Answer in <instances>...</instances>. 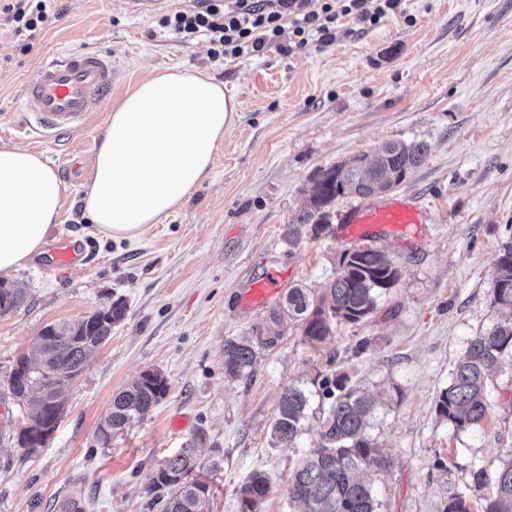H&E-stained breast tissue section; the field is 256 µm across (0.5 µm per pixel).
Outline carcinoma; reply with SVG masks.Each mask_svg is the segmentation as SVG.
<instances>
[{
  "label": "carcinoma",
  "mask_w": 512,
  "mask_h": 512,
  "mask_svg": "<svg viewBox=\"0 0 512 512\" xmlns=\"http://www.w3.org/2000/svg\"><path fill=\"white\" fill-rule=\"evenodd\" d=\"M427 154L423 143L401 141L383 144L368 156L367 168L342 162L322 171L313 194L293 223L308 225L318 237L330 228L327 208L339 196L372 195L377 182L389 177L405 180ZM498 276L493 288L497 320L486 331L467 341L451 372L448 386L435 401L436 414L457 431L482 427L489 406V384L505 356H512V243L503 246L495 259ZM399 280V270L374 248H355L342 253L336 276L317 296L299 287L285 296L288 315L300 321L305 341L323 343L341 323H358L375 311L378 299ZM27 297L20 286L0 295V316L19 309ZM126 313L117 300L79 321L45 325L35 339L33 352L20 356L16 364L28 367L23 378L9 379L8 390L16 405L32 408L29 430L53 434L65 412L66 391L84 370L90 355L112 337V327ZM283 336L282 316L253 329L250 337L224 343V373L241 378L253 372L258 351L275 347ZM167 378L147 370L130 387L118 393L98 425L106 433L104 442L144 419L166 395ZM323 407V417L314 446L301 458L288 478L289 498L301 512H378L372 487L363 479L367 471L390 468V457L378 447L367 429L376 401L337 371H316L307 382L291 385L282 394L272 423L269 442L273 447L296 446L313 401ZM205 434H196L187 446L159 465L149 486L161 512H209L211 487L191 477L199 467L198 445ZM477 485L493 483L482 512H512V448L492 466L473 470ZM270 493L267 477L253 473L237 494L239 512H261ZM442 512H471L469 496L451 493Z\"/></svg>",
  "instance_id": "carcinoma-1"
}]
</instances>
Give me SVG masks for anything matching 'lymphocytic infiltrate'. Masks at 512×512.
I'll return each mask as SVG.
<instances>
[{"instance_id":"1","label":"lymphocytic infiltrate","mask_w":512,"mask_h":512,"mask_svg":"<svg viewBox=\"0 0 512 512\" xmlns=\"http://www.w3.org/2000/svg\"><path fill=\"white\" fill-rule=\"evenodd\" d=\"M402 0H204L193 10L165 16L163 24L184 41L207 36L213 58L253 56L287 40L288 52L309 43L327 46L337 38V23L348 19L361 29L401 13Z\"/></svg>"}]
</instances>
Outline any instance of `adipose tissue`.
<instances>
[{
  "instance_id": "obj_1",
  "label": "adipose tissue",
  "mask_w": 512,
  "mask_h": 512,
  "mask_svg": "<svg viewBox=\"0 0 512 512\" xmlns=\"http://www.w3.org/2000/svg\"><path fill=\"white\" fill-rule=\"evenodd\" d=\"M237 112L209 75L154 72L108 116L84 210L108 238H133L175 211L210 172ZM67 191L42 154L0 147V274L42 252Z\"/></svg>"
}]
</instances>
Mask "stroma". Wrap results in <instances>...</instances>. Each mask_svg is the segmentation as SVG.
Here are the masks:
<instances>
[{"label": "stroma", "mask_w": 512, "mask_h": 512, "mask_svg": "<svg viewBox=\"0 0 512 512\" xmlns=\"http://www.w3.org/2000/svg\"><path fill=\"white\" fill-rule=\"evenodd\" d=\"M51 24L16 33L0 13V146L42 154L68 186L51 239L87 241L79 270L48 273L50 254L11 273L25 304L0 317V512H53L70 494L85 512H159L147 493L159 464L197 431L211 486L210 512H238L237 490L255 471L270 493L262 512L290 507L288 476L311 448L320 412L311 408L296 447L269 443L288 385L334 366L378 396L370 433L389 455L367 480L380 512H439L450 490L468 491L481 512L492 485L472 470L512 447V361L492 380L481 429L455 432L435 412L467 341L496 318L495 258L512 242V0H404L401 14L361 31L344 23L328 46L290 55L278 48L235 60L212 58L206 36L183 41L162 13L141 16L121 0H49ZM76 50L111 59L117 78L84 128L47 138L20 97L26 77ZM169 68L208 74L238 103L212 169L174 212L135 238L101 235L83 210L84 178L111 106L138 81ZM390 141L427 144L425 160L390 191L424 205L429 221L388 230L373 245L400 279L365 321L339 324L325 343L305 342L294 320L260 352L252 376L224 375V343L250 336L280 298L241 304L269 270L284 288L327 287L355 247L338 197L328 233L289 236L321 170ZM126 305L112 338L67 389L66 411L45 448L28 455L13 440L26 423L7 379L48 323L76 321L113 301ZM370 348L354 355L360 339ZM146 370L169 389L133 428L100 444L112 397ZM446 470H439L437 461Z\"/></svg>", "instance_id": "stroma-1"}]
</instances>
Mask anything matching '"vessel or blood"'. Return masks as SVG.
<instances>
[{"mask_svg":"<svg viewBox=\"0 0 512 512\" xmlns=\"http://www.w3.org/2000/svg\"><path fill=\"white\" fill-rule=\"evenodd\" d=\"M112 87V64L108 57L94 52H73L51 60L29 76L23 96L36 126L42 133H60L84 125L90 112L96 111L101 99ZM354 237L363 239L378 225L422 224L425 213L411 203H377L367 201L351 209L346 217ZM88 254L83 242L60 238L53 249L52 265L69 272L80 268ZM279 271H269L251 289L250 303L260 305L280 288Z\"/></svg>","mask_w":512,"mask_h":512,"instance_id":"b4317fda","label":"vessel or blood"}]
</instances>
